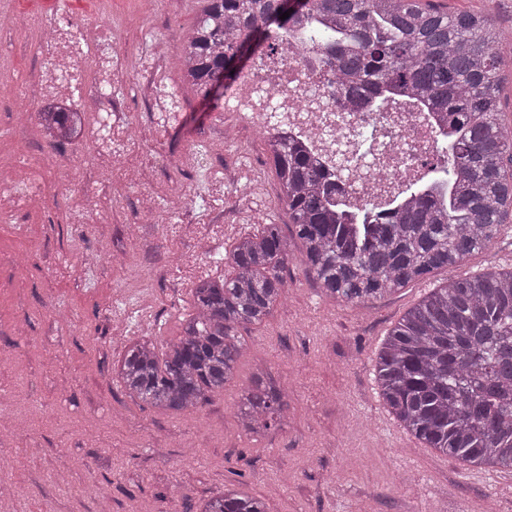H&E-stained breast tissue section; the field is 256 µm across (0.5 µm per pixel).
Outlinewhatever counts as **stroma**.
I'll return each mask as SVG.
<instances>
[{
    "mask_svg": "<svg viewBox=\"0 0 512 512\" xmlns=\"http://www.w3.org/2000/svg\"><path fill=\"white\" fill-rule=\"evenodd\" d=\"M448 12L488 17L512 27V0H431ZM14 28L0 37V164L38 159L40 199L0 220V251L20 265L0 266V418L17 423L0 432V479L24 495L0 512H191L192 504L225 488L262 498L268 512H512V472L463 465L425 447L383 406L376 354L403 315L449 276L512 267V239L490 244L454 271H438L368 305L322 295L301 267H292L286 300L271 317L244 330L246 349L236 378L210 402L174 416L133 402L112 378L122 352L117 319H136L139 289H151V334L170 341L191 309V291L173 292L165 277L177 264L212 271L182 237V219L207 229L209 175L185 166L175 178L146 186L118 183L99 168L86 138L51 145L38 124L41 103L29 97L27 121L11 107L18 87L34 88L39 69L38 17L46 0H0ZM203 0H68L75 26L113 30L127 60L151 39L180 46L196 26ZM167 89L184 98L175 129L151 145V155L196 152L210 143V162L236 165L224 185V221L240 234L268 220L284 225L269 147L253 138L263 167L238 164L240 148L216 141L223 98H203L182 82V61L168 64ZM86 176L102 210L87 225L72 223L80 204L76 182ZM182 191L185 215L165 213L169 190ZM161 211L154 224L129 231L143 195ZM119 264L100 266L103 251ZM66 308L72 334L52 318ZM288 387V423L250 436L237 420L240 397L256 365Z\"/></svg>",
    "mask_w": 512,
    "mask_h": 512,
    "instance_id": "35a3bbf8",
    "label": "stroma"
}]
</instances>
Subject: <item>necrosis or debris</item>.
<instances>
[{
    "instance_id": "4bbe7bcc",
    "label": "necrosis or debris",
    "mask_w": 512,
    "mask_h": 512,
    "mask_svg": "<svg viewBox=\"0 0 512 512\" xmlns=\"http://www.w3.org/2000/svg\"><path fill=\"white\" fill-rule=\"evenodd\" d=\"M108 45L106 32L93 24L77 29L62 16L42 24L35 92L52 105L74 104L98 114L109 129L108 137L93 138L98 161L118 171L120 181L156 182L171 172V164L159 158L136 163L132 157L154 143L162 130L172 128L186 106L182 98L163 91L171 44L155 39L133 64ZM88 56L94 70L87 76L79 64ZM133 77L140 84L144 109L135 137L128 130L130 102L122 94ZM219 133L239 145L251 134L267 141L307 143L353 210L396 206L408 184L425 179L439 142L427 113L403 107L372 112L334 94L319 59L291 40L226 84Z\"/></svg>"
}]
</instances>
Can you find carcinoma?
Wrapping results in <instances>:
<instances>
[{
	"instance_id": "carcinoma-1",
	"label": "carcinoma",
	"mask_w": 512,
	"mask_h": 512,
	"mask_svg": "<svg viewBox=\"0 0 512 512\" xmlns=\"http://www.w3.org/2000/svg\"><path fill=\"white\" fill-rule=\"evenodd\" d=\"M182 49L184 80L207 98L219 74L232 76L252 43L258 53L292 38L335 72L336 92L372 95L379 112L404 99L433 114L438 162L406 188L394 212H345L301 143L271 146L278 200L288 209L301 257L280 225L263 224L222 256L228 274L192 288L191 312L171 342L132 340L114 368L132 400L183 414L211 400L237 374L241 331L263 323L300 265L325 295L361 305L429 273L448 281L410 309L384 340L376 378L388 411L429 448L457 461L512 470V270L465 278L455 267L512 231V126L500 112L502 29L472 13L421 0H205ZM286 19H280L285 12ZM52 144L75 138L81 115L42 107ZM287 393L257 369L238 405L243 429L287 424ZM200 512H266L262 501L226 490Z\"/></svg>"
}]
</instances>
